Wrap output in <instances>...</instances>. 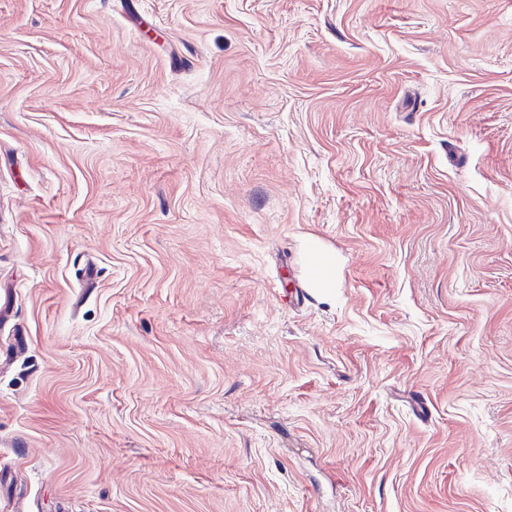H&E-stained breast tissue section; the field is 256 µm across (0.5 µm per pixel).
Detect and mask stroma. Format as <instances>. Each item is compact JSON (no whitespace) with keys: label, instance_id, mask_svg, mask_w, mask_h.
Returning <instances> with one entry per match:
<instances>
[{"label":"stroma","instance_id":"1","mask_svg":"<svg viewBox=\"0 0 512 512\" xmlns=\"http://www.w3.org/2000/svg\"><path fill=\"white\" fill-rule=\"evenodd\" d=\"M0 512H512V0H0ZM319 274L312 276L315 281H311L314 288L320 291H326L331 285V275L333 262L332 259L321 251H315L312 258V266Z\"/></svg>","mask_w":512,"mask_h":512}]
</instances>
